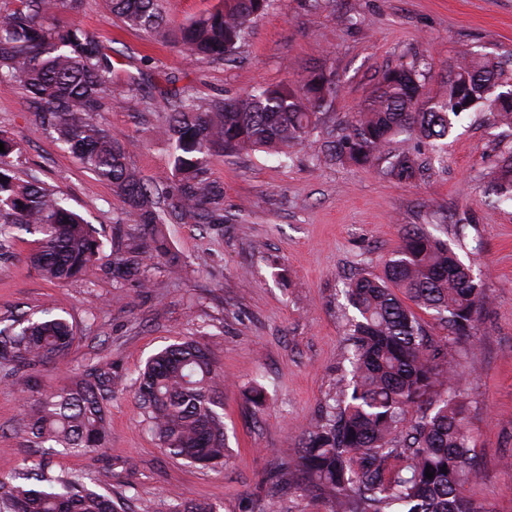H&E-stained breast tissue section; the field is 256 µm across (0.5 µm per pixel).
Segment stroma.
I'll return each mask as SVG.
<instances>
[{"label": "stroma", "mask_w": 512, "mask_h": 512, "mask_svg": "<svg viewBox=\"0 0 512 512\" xmlns=\"http://www.w3.org/2000/svg\"><path fill=\"white\" fill-rule=\"evenodd\" d=\"M349 13L358 19L351 29L342 23ZM77 21L112 49L103 120L149 183L171 176L167 105L149 96L132 111L123 90L128 73L142 72L147 90L173 77L198 96L236 98L301 82L321 62L336 74L331 113L340 123L389 68L418 62L436 93L460 56L512 57V0H274L236 60L219 64L189 60L175 45L127 28L107 0H85ZM0 137L20 150L18 177L42 181L111 244L113 225L125 221L120 199L43 129L16 82H0ZM503 143H512V128L468 112L443 149L419 147L425 169L409 179L380 166L324 163L313 146L283 162L258 153L212 156L207 177L224 191L223 223L168 225L170 247L185 265L173 275L154 260L145 288L113 278L108 249L90 280L45 281L28 261L32 235L17 232L9 257L0 258V318L56 307L76 327L69 367L98 361L124 382L106 403V453H60L51 470L88 474L127 512H153L175 499L205 500L217 512H324L304 493L271 492L266 479L320 419L349 368V279L380 273L405 226L419 224L448 242L491 299L475 348L457 357L480 470L464 493L490 512H512V468L503 466L512 456V197L494 190ZM185 338L210 344L224 375L230 452L217 469L160 449L131 386L151 355ZM254 385L265 393L259 406L245 398ZM21 412L19 392L0 374V478L42 459L19 429ZM127 460L136 470L126 486L119 473Z\"/></svg>", "instance_id": "stroma-1"}]
</instances>
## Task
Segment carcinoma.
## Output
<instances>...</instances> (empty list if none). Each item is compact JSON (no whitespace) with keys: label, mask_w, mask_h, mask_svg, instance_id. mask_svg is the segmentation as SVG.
Segmentation results:
<instances>
[{"label":"carcinoma","mask_w":512,"mask_h":512,"mask_svg":"<svg viewBox=\"0 0 512 512\" xmlns=\"http://www.w3.org/2000/svg\"><path fill=\"white\" fill-rule=\"evenodd\" d=\"M0 18V80L20 83L41 124L99 179L112 184L127 220L142 242L116 225L112 276L145 288L146 261L167 257L176 270L164 225L192 220L224 223L221 194L206 178L208 159L258 152L289 158L323 124L336 95L333 74L321 69L303 83L260 87L245 97L204 99L175 82L157 88L175 100L169 113L173 180L147 183L126 156L119 135L101 121L112 99V54L98 36L74 20L85 0H15ZM273 0H224L222 7L180 27L178 43L194 59L229 60L251 24ZM131 28L164 33V0H108ZM512 79L505 63L489 57L450 67L446 89L425 92L426 73L401 66L383 74L352 116L348 131L326 141L327 157L362 167L388 163L387 174L409 178V150L397 141L445 139L464 112L486 111L512 128ZM128 102L139 109L140 78L127 76ZM16 148L0 152V247L13 231L36 234L30 262L53 282L67 283L96 265L103 242L92 226L36 180L11 175ZM356 315L348 322V375L336 385L326 416L305 429L293 454L271 474L276 488L292 484L321 502L325 512H489L463 494L479 476L452 363L456 344L473 347L487 298L471 267L448 244L417 226L384 262L380 275H361L349 285ZM410 300L413 306L405 304ZM432 311L453 336L444 342L412 307ZM73 323L46 307L38 316L9 319L0 327V369L19 387L22 430L44 445L30 471L0 478V512H124L111 496L88 487L90 477L56 474L58 453L105 449L109 430L105 396L119 382L96 366L39 392L30 383L37 367L56 369L68 356ZM446 389L441 397L437 388ZM135 395L164 451L201 468L224 465V382L211 350L186 339L153 355L135 380ZM434 472L429 479L425 471ZM166 512H216L207 501H174Z\"/></svg>","instance_id":"cac0c4a2"}]
</instances>
